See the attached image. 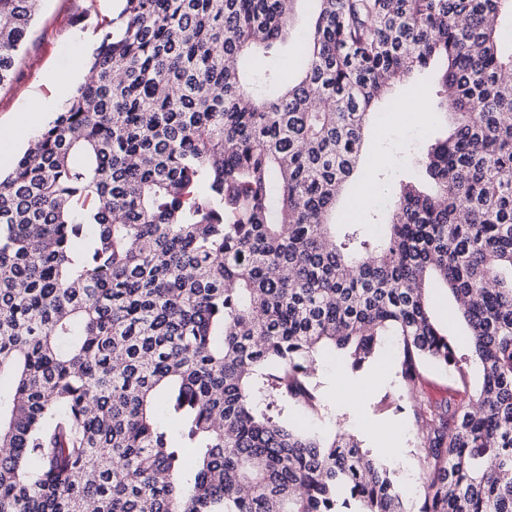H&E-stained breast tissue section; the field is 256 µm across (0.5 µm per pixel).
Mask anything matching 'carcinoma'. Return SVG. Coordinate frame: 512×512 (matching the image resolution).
I'll use <instances>...</instances> for the list:
<instances>
[{"label":"carcinoma","instance_id":"cac0c4a2","mask_svg":"<svg viewBox=\"0 0 512 512\" xmlns=\"http://www.w3.org/2000/svg\"><path fill=\"white\" fill-rule=\"evenodd\" d=\"M39 2L0 0V86ZM314 2L304 74L272 95L239 61L277 52L282 0H123L0 175V512H410L356 435L281 418L321 406V350L357 371L386 336L417 512H512V0ZM433 62L454 119L434 190L399 184L383 241L336 236L386 75ZM434 314L437 321L443 325H448V332L454 335L458 342L465 340L466 327L459 320L448 318V309L453 304L451 297L444 290H436L433 296ZM427 384L424 386L425 392L432 398L440 399L446 396L448 385L452 382L449 373L429 367L426 374Z\"/></svg>","mask_w":512,"mask_h":512}]
</instances>
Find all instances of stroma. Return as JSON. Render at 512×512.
Instances as JSON below:
<instances>
[{
  "label": "stroma",
  "mask_w": 512,
  "mask_h": 512,
  "mask_svg": "<svg viewBox=\"0 0 512 512\" xmlns=\"http://www.w3.org/2000/svg\"><path fill=\"white\" fill-rule=\"evenodd\" d=\"M119 12L118 0H41L13 81L0 89V129L17 132L21 146H28L33 134L25 123L31 102L44 101L42 120H53L66 101L62 89L82 83L85 54L96 47L105 21ZM314 15L313 0H293L287 43L276 56L244 60V68L252 74L273 73L280 84L293 80L304 67L298 46ZM441 90L432 68L394 86L389 101L378 107L387 114V121H374L366 138L367 155L385 152L393 163L388 169L366 172V183L421 180L420 160L432 143L445 136L447 127L444 118L429 107L413 112L408 105L417 98L429 103ZM395 355L394 341H387L371 364L354 371L335 356L322 354L316 377L322 402L319 413L292 407L286 417L313 432L330 435L335 431L334 417L343 414L346 430L357 435L371 455L394 469L400 485L410 488L418 482L420 451L409 408L397 407L395 402Z\"/></svg>",
  "instance_id": "stroma-1"
}]
</instances>
